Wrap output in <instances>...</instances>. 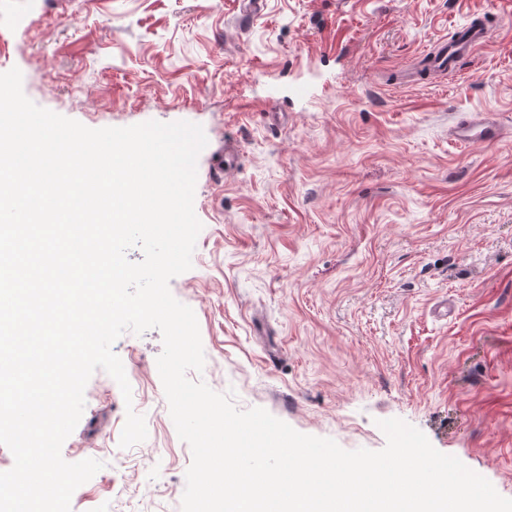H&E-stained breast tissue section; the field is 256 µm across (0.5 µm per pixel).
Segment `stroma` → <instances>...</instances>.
Returning a JSON list of instances; mask_svg holds the SVG:
<instances>
[{"label": "stroma", "mask_w": 512, "mask_h": 512, "mask_svg": "<svg viewBox=\"0 0 512 512\" xmlns=\"http://www.w3.org/2000/svg\"><path fill=\"white\" fill-rule=\"evenodd\" d=\"M507 22L437 77L420 61L471 16ZM0 0V73L86 127L201 125L191 270L200 375L296 431L385 447L400 418L512 498V0ZM414 82H403L407 69ZM495 113L505 138L450 128ZM236 165L215 170L226 147ZM454 308L442 318L441 304ZM62 446L103 467L71 512H181L192 462L156 360L159 330L113 345ZM148 436L119 445L127 409Z\"/></svg>", "instance_id": "1"}]
</instances>
